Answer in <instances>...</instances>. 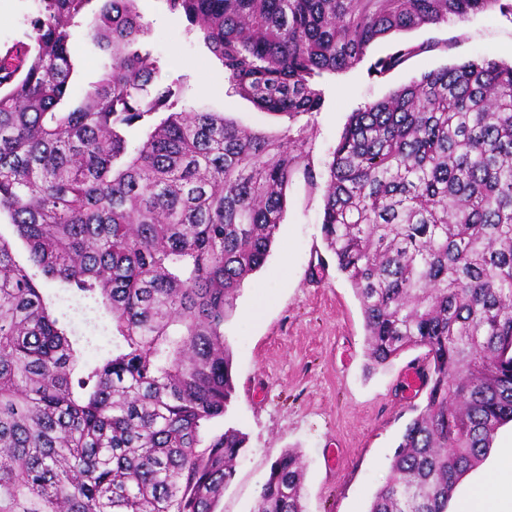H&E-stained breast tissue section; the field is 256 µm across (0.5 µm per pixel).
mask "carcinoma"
Wrapping results in <instances>:
<instances>
[{
	"label": "carcinoma",
	"instance_id": "cac0c4a2",
	"mask_svg": "<svg viewBox=\"0 0 512 512\" xmlns=\"http://www.w3.org/2000/svg\"><path fill=\"white\" fill-rule=\"evenodd\" d=\"M0 53V512H217L246 434L224 324L276 240L309 140L174 111L185 82L145 48L137 0H37ZM227 91L295 119L377 38L512 0H164ZM104 60L77 83L70 29ZM411 54L378 59L381 75ZM132 152L121 127L154 114ZM324 188L326 249L358 298L373 369L412 349L414 408L368 512H447L512 422V64L427 72L351 114ZM99 304L110 348L73 371L70 324L38 278ZM284 451L253 512H304Z\"/></svg>",
	"mask_w": 512,
	"mask_h": 512
}]
</instances>
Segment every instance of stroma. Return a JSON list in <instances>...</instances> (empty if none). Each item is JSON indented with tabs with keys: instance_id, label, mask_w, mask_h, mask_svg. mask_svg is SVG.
I'll use <instances>...</instances> for the list:
<instances>
[{
	"instance_id": "35a3bbf8",
	"label": "stroma",
	"mask_w": 512,
	"mask_h": 512,
	"mask_svg": "<svg viewBox=\"0 0 512 512\" xmlns=\"http://www.w3.org/2000/svg\"><path fill=\"white\" fill-rule=\"evenodd\" d=\"M35 3L0 0V51L27 41ZM137 7L151 24L147 45L163 69L187 79L180 107L220 112L273 135L303 128L311 140L315 179L294 176L276 242L224 326L235 384L226 421L247 433L248 442L219 512H253L272 462L288 449L302 457L306 512H367L425 391L406 385L420 350L367 367L360 302L322 239L331 152L351 112L424 73L484 57L511 62L512 16L479 13L383 36L351 68L324 78L320 112L292 121L229 94L221 65L187 36L185 19L163 0H138ZM407 47L414 56L385 75L372 74L376 59Z\"/></svg>"
}]
</instances>
